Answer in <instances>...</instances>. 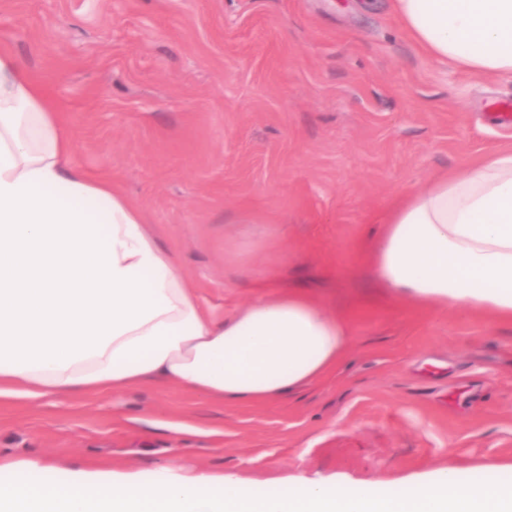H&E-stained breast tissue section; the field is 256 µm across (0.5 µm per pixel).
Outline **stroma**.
<instances>
[{
	"label": "stroma",
	"mask_w": 512,
	"mask_h": 512,
	"mask_svg": "<svg viewBox=\"0 0 512 512\" xmlns=\"http://www.w3.org/2000/svg\"><path fill=\"white\" fill-rule=\"evenodd\" d=\"M0 48L205 298L301 290L353 336L339 380L251 407L153 384L0 404L1 455L259 491L512 464V326L390 300L370 260L393 199L512 149L511 79L435 64L391 0H0Z\"/></svg>",
	"instance_id": "1"
}]
</instances>
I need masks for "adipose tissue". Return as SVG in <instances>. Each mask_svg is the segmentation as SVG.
Instances as JSON below:
<instances>
[{"label": "adipose tissue", "instance_id": "obj_1", "mask_svg": "<svg viewBox=\"0 0 512 512\" xmlns=\"http://www.w3.org/2000/svg\"><path fill=\"white\" fill-rule=\"evenodd\" d=\"M433 61L512 77V0H393ZM59 105L0 49V400L68 398L173 385L237 405L292 396L335 377L346 318L291 292L225 312L160 245L111 180L72 162ZM372 261L387 295L420 308H464L512 325V151L484 156L401 198L379 217ZM0 512H512L501 464L481 478L438 465L397 490L295 478L245 489L234 473L178 468L64 470L16 461Z\"/></svg>", "mask_w": 512, "mask_h": 512}]
</instances>
